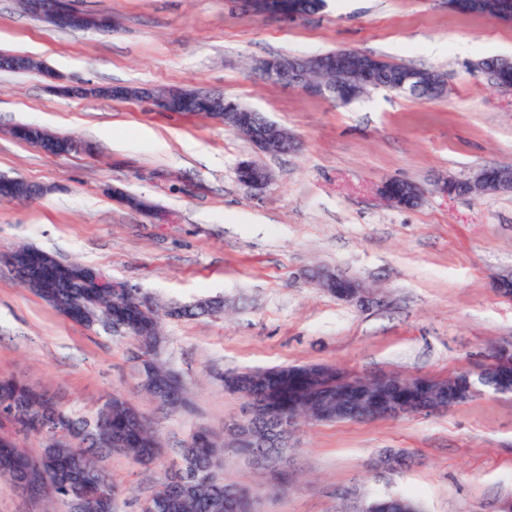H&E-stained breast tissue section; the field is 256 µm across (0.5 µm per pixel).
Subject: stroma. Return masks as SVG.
<instances>
[{
    "label": "stroma",
    "mask_w": 512,
    "mask_h": 512,
    "mask_svg": "<svg viewBox=\"0 0 512 512\" xmlns=\"http://www.w3.org/2000/svg\"><path fill=\"white\" fill-rule=\"evenodd\" d=\"M111 27L60 30L0 0V53L44 61L63 85L181 87L222 93L288 130L295 150L262 154L201 112L148 100L57 93L35 73L0 70V174L44 186L0 198V378L46 390L87 418L121 395L159 431L168 466L193 432L224 425L243 402L225 373L326 364L361 377L445 379L512 347V194L449 197L463 178L512 162V91L479 62L512 58V22L449 12L448 0H327L294 23L244 12L236 0H76ZM350 48L448 79L445 97L369 90L348 103L259 78L252 60ZM33 125L72 138L58 157L16 139ZM256 160L271 172L252 192L236 177ZM424 191L400 208L390 180ZM120 188L153 204L117 202ZM34 245L100 269L160 302L223 297V314L163 322L160 357L184 378L192 412L162 410L139 386L129 336L80 326L26 288L5 255ZM329 268L363 281L375 300H338L309 277ZM285 467L224 455V480L250 490L258 512H364L405 497L420 512H503L512 503V393L484 392L447 410L398 419L298 425ZM102 465L138 512L155 489L129 457ZM0 512H68L0 475Z\"/></svg>",
    "instance_id": "1"
}]
</instances>
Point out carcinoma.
I'll use <instances>...</instances> for the list:
<instances>
[{
  "label": "carcinoma",
  "instance_id": "obj_1",
  "mask_svg": "<svg viewBox=\"0 0 512 512\" xmlns=\"http://www.w3.org/2000/svg\"><path fill=\"white\" fill-rule=\"evenodd\" d=\"M171 111L206 112L208 107L190 95ZM17 252L39 257L38 265L30 269L32 275L43 281L38 295L59 314L68 315L81 302H95L98 308H110L113 315L126 321L134 340L143 344L149 356V368L145 371L146 393L158 399L153 383H159L177 394V402L172 405L160 401L164 408L174 411L190 408L182 378L157 358L163 342L162 317L218 314L224 311V300L214 298L194 305L162 306L146 294H104L79 283V271L84 269L82 263L76 262L70 270L60 273L55 267V256L46 251L22 246ZM239 378L250 381V391L260 404L252 429L245 434L230 430L220 442L206 429L194 432L190 441L177 449V460L164 472L158 487L139 501L138 512H251L254 498L244 495L237 499L239 488L224 483L221 477L224 450L231 448L248 460H257L273 451L268 443L269 432L279 422L294 416L295 406L324 416L336 410V389L304 377L298 365L278 366L265 374L241 371ZM2 419L18 425L22 432L41 436L43 447L34 458L12 442L0 446V473L18 483L38 459L47 474L43 492L64 501L80 489L78 478L82 467L113 450L105 435L122 439L123 448L119 452L147 471L154 468L161 448L158 433L152 430L143 434L145 423L136 421L126 401L116 395L102 406L96 418L88 419L61 409L44 392L27 383L0 379ZM102 494L100 512H115L116 486L109 477Z\"/></svg>",
  "mask_w": 512,
  "mask_h": 512
}]
</instances>
